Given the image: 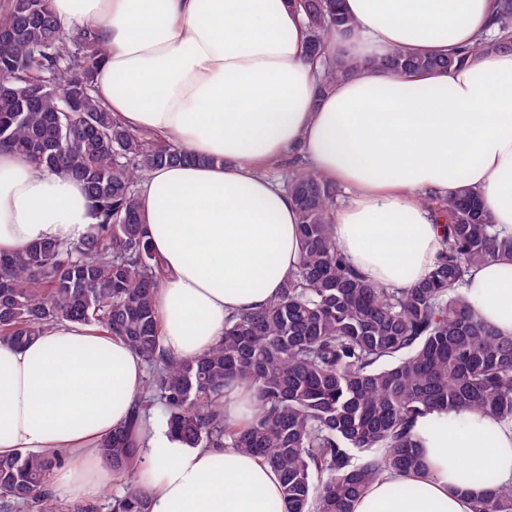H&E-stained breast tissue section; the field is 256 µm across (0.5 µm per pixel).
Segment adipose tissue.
I'll use <instances>...</instances> for the list:
<instances>
[{"instance_id":"adipose-tissue-1","label":"adipose tissue","mask_w":512,"mask_h":512,"mask_svg":"<svg viewBox=\"0 0 512 512\" xmlns=\"http://www.w3.org/2000/svg\"><path fill=\"white\" fill-rule=\"evenodd\" d=\"M350 35L327 53L362 63L327 91L306 55L293 0H53L63 29L91 26L106 47L94 95L127 129L198 156L146 174L138 204L165 274L155 296L170 354L193 360L224 336L227 316L262 308L299 261L296 206L269 166L297 153L344 192L336 243L369 282H420L442 248L439 211L477 189L512 233V48L474 51L490 34L495 0H343ZM407 47L467 50L450 69L395 74L376 59ZM81 184L0 151V252L39 241L75 243L93 224ZM475 313L512 335V258L472 271ZM145 367L122 339L63 322L23 347L0 343V456L56 451L55 495L97 499L112 480L98 444L123 425ZM421 472L386 473L355 512H471L488 482L512 486V421L465 414L457 426L420 418ZM140 486L154 512H268L276 472L236 448L191 447L148 419ZM413 484L414 495H396Z\"/></svg>"}]
</instances>
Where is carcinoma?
<instances>
[{"label":"carcinoma","mask_w":512,"mask_h":512,"mask_svg":"<svg viewBox=\"0 0 512 512\" xmlns=\"http://www.w3.org/2000/svg\"><path fill=\"white\" fill-rule=\"evenodd\" d=\"M307 52L352 25L342 0H297ZM499 35L512 43V0H497ZM0 30V150L82 182L97 222L77 243L33 242L0 253V342L20 345L50 324L90 323L123 338L147 365L142 394L125 424L100 443L120 479L109 512H152L133 474L143 421L153 408L169 433L192 446L229 445L263 457L278 473L273 512H354L385 472L424 465L416 421L433 412L482 413L512 420V335L501 336L462 292L470 270L512 257V234L494 224L470 187L441 205L444 248L409 288L368 283L346 262L332 233L336 186L305 169L284 183L298 209L299 263L277 299L231 316L220 344L192 361L167 353L156 325L164 275L137 194L149 171L200 158L116 124L93 94L105 62L99 33L60 28L52 0H3ZM454 56L397 49L379 59L400 73L448 69ZM322 88L353 76L355 59L324 55ZM43 87L30 99L25 90ZM254 389L258 412L245 428L224 418V389ZM62 465L31 450L0 456V512L34 502L60 512L48 490ZM472 512H512V487L488 480Z\"/></svg>","instance_id":"carcinoma-1"}]
</instances>
